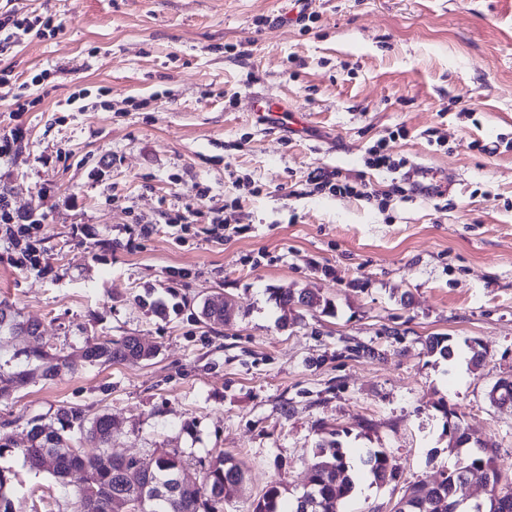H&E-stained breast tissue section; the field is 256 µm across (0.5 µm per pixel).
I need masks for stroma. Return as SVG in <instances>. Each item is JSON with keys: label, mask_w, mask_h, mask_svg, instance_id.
<instances>
[{"label": "stroma", "mask_w": 512, "mask_h": 512, "mask_svg": "<svg viewBox=\"0 0 512 512\" xmlns=\"http://www.w3.org/2000/svg\"><path fill=\"white\" fill-rule=\"evenodd\" d=\"M291 8L0 0L51 24L0 55L22 91L0 99V136L23 132L0 192L14 216L43 217L41 270L0 240V302L40 331L0 328V370L35 347L61 361L0 399L13 512L76 510L79 476L62 484L18 453L28 420L63 409L110 414L112 454L178 449L193 479L232 456L245 480L224 512H252L277 479L297 495L332 430L352 458L386 449L398 472L361 482L349 512H391L408 486L438 481L456 460L452 418L512 481V406L488 399L512 378V0H314L313 22L271 26ZM258 97L283 100L287 119L259 121ZM380 141L449 189L422 196L369 167ZM316 168L375 196L311 192ZM192 202L188 233L169 226ZM213 212L230 237L209 232ZM303 289L322 305L273 298ZM215 294L232 298V322L201 318ZM436 334L453 359L428 353ZM125 335L154 357L83 361L87 343Z\"/></svg>", "instance_id": "35a3bbf8"}]
</instances>
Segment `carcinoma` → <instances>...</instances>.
Segmentation results:
<instances>
[{
	"label": "carcinoma",
	"instance_id": "obj_1",
	"mask_svg": "<svg viewBox=\"0 0 512 512\" xmlns=\"http://www.w3.org/2000/svg\"><path fill=\"white\" fill-rule=\"evenodd\" d=\"M276 300L285 306H314L320 303V295L301 290L280 294ZM3 324L23 330L30 336L38 333L36 325L16 322L10 309L0 303V326ZM425 344L429 353L442 358L450 359L455 354L446 336H429ZM152 356L151 350L136 336L93 342L83 350V358L90 364H114L133 357L148 360ZM25 358L26 368L0 374V399L10 397L24 387L36 370L40 369L43 376L50 377L57 369L48 352L42 349L25 352ZM58 421V428L32 425L30 446L17 448L15 452L23 456L31 469L48 472L60 480L74 472L82 473L83 484L73 491L76 512H111V502L117 499L129 502L128 512H223L224 502L241 490L243 472L231 457L218 456L202 466L199 480L182 483L185 462L176 449L163 450L149 459L109 454L114 424L107 413L88 420L80 411L63 410ZM76 433L90 442L96 451L82 452L73 448ZM332 436L333 439L319 443L313 454L308 473L311 505L303 511L296 502L289 512H345L355 489L354 466L340 441L335 439L337 433ZM46 456L51 458L48 466L44 461ZM361 463L377 484H387L395 479L387 451L383 448L368 449ZM473 469L487 470L491 476L501 478L494 452L468 451L458 456L453 468L443 473L438 482L408 486L393 512H476L471 506L452 510L457 499V485ZM131 470L139 471V481L135 485L127 477ZM281 496L282 483L272 482L256 502L253 512H281ZM482 504L483 512H512V483L499 488L496 493L487 494Z\"/></svg>",
	"mask_w": 512,
	"mask_h": 512
}]
</instances>
